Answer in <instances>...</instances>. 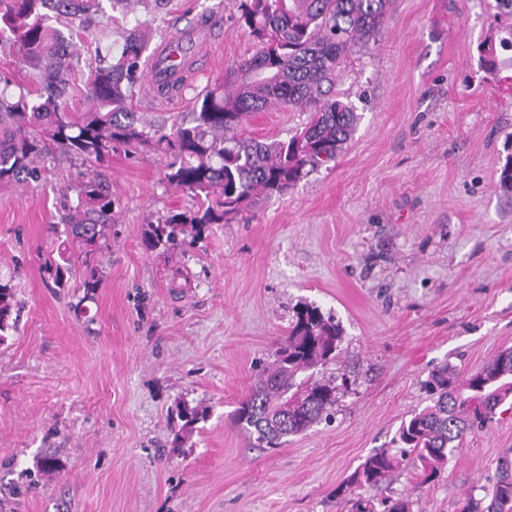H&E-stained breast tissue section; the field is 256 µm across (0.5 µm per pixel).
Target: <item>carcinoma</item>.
Segmentation results:
<instances>
[{
  "instance_id": "1",
  "label": "carcinoma",
  "mask_w": 512,
  "mask_h": 512,
  "mask_svg": "<svg viewBox=\"0 0 512 512\" xmlns=\"http://www.w3.org/2000/svg\"><path fill=\"white\" fill-rule=\"evenodd\" d=\"M494 20L504 24L502 50H512V0H494ZM389 0H239L238 9L256 53L194 98L191 112L171 127L146 128L131 108L135 88L144 80L149 37L139 28L124 34L120 57L92 69L83 96L88 107L72 112L63 98L74 45L59 26L81 21L99 10V0H0V43L18 52L38 77V90L7 95L12 77L0 74V184L22 186L46 179V162L58 155L101 161L117 150L150 143L174 157L165 179L205 197L196 208L148 224L142 244L148 251L193 245L209 224H222L252 198L283 194L336 160L358 123L354 107L333 92L337 73L353 47L381 29ZM490 75L500 71L493 44L480 46ZM311 112L303 129L287 140L259 141L238 131L253 112L267 107ZM75 192L76 203L63 204L66 239L78 246L58 250L47 271L58 288H66L83 268L80 287L90 299L103 277L104 258L112 238V194L90 174L61 189ZM15 292L0 284V345L15 328ZM341 331L335 320L313 306L296 311V321L274 352V361L258 386L233 412L234 424L254 443L274 450L290 436L331 418L337 386L317 375L336 360ZM425 386L429 404L403 420L393 443L369 455L336 488V499L348 512H413L407 497L377 499L371 492L400 469L404 461L420 463L422 482L441 477L464 438L486 427L498 408L512 406V348L471 371L458 384L444 366ZM308 396L295 409L283 410L287 396ZM178 417L190 431L205 419L204 407L181 406ZM459 512H512V458L498 463V476L480 499L465 498Z\"/></svg>"
}]
</instances>
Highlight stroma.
I'll return each mask as SVG.
<instances>
[{"label": "stroma", "instance_id": "obj_1", "mask_svg": "<svg viewBox=\"0 0 512 512\" xmlns=\"http://www.w3.org/2000/svg\"><path fill=\"white\" fill-rule=\"evenodd\" d=\"M493 0H390L375 40L357 44L336 80L359 121L335 163L286 195L210 225L186 251H147L146 225L193 209L145 148L101 162H54L32 187L0 184V282L17 326L0 345V487L54 452L58 473L0 512H345L337 487L429 403L424 383L448 365L466 376L512 347V90L480 63L496 36ZM222 38L197 58L179 104L140 86L147 125L189 112L204 87L256 50L234 0H101L76 27L67 96L83 105L91 67L117 59L123 32L152 44L208 15ZM307 113H253L248 136L285 140ZM90 173L112 193V249L86 311L46 264L65 238L61 188ZM342 329L321 370L347 377L332 423L266 452L232 413L288 335L298 305ZM204 406L181 434L177 404ZM180 447H173L174 437ZM512 453V410L467 435L439 481L403 473L385 492L415 512H458Z\"/></svg>", "mask_w": 512, "mask_h": 512}]
</instances>
